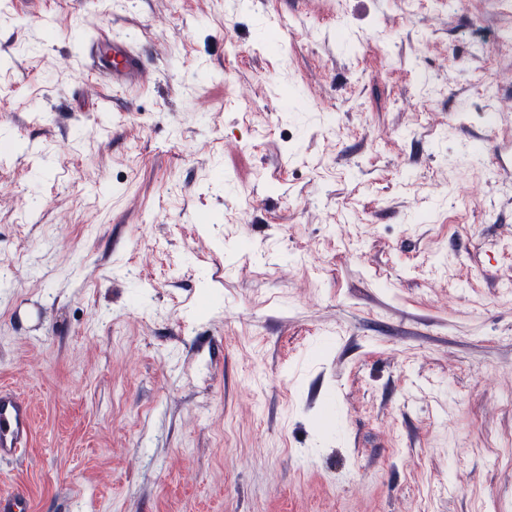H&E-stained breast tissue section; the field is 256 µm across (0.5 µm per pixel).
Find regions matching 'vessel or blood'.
Instances as JSON below:
<instances>
[{
    "mask_svg": "<svg viewBox=\"0 0 512 512\" xmlns=\"http://www.w3.org/2000/svg\"><path fill=\"white\" fill-rule=\"evenodd\" d=\"M88 71L104 74L118 88L140 86L148 72V60L140 45L99 31L87 37L79 57ZM33 424L30 403L21 394L0 390V462L15 460L27 452Z\"/></svg>",
    "mask_w": 512,
    "mask_h": 512,
    "instance_id": "vessel-or-blood-1",
    "label": "vessel or blood"
}]
</instances>
